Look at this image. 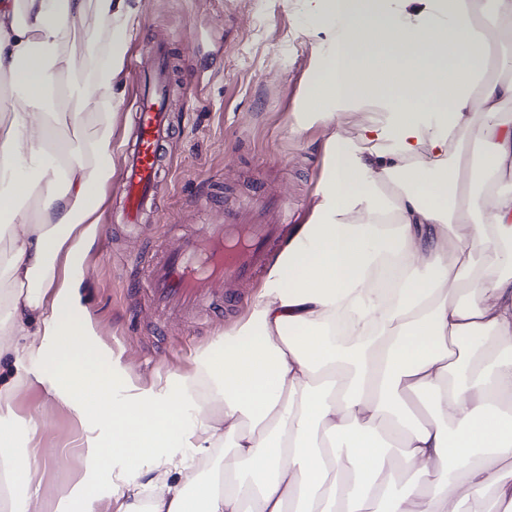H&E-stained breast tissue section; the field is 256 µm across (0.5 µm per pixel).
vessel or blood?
I'll list each match as a JSON object with an SVG mask.
<instances>
[{
	"label": "vessel or blood",
	"instance_id": "1",
	"mask_svg": "<svg viewBox=\"0 0 512 512\" xmlns=\"http://www.w3.org/2000/svg\"><path fill=\"white\" fill-rule=\"evenodd\" d=\"M158 64L139 77L135 100L136 137L125 162L124 223H138L159 184L160 147L169 135L168 83L163 49H155ZM272 224L232 218L208 225L201 234L180 237L174 250L151 264L148 293L164 313L201 316L224 297V284L241 281L262 265L276 239Z\"/></svg>",
	"mask_w": 512,
	"mask_h": 512
}]
</instances>
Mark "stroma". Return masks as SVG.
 Returning <instances> with one entry per match:
<instances>
[{
	"instance_id": "1",
	"label": "stroma",
	"mask_w": 512,
	"mask_h": 512,
	"mask_svg": "<svg viewBox=\"0 0 512 512\" xmlns=\"http://www.w3.org/2000/svg\"><path fill=\"white\" fill-rule=\"evenodd\" d=\"M129 54L163 45L177 88L168 100L170 139L161 149L166 178L131 234L101 218L102 235L84 270L90 318L105 353L119 357L130 382L151 386L191 373L194 360L249 311L261 283H231L222 313L203 320L161 316L135 281L148 258L175 248L179 235L224 221L226 209L257 192L288 203L295 223L314 204L329 128L289 129L317 33L301 29L296 0H141ZM41 416L42 447L64 448L78 424L64 405L35 388L17 400L16 425ZM84 480L102 501L117 496L109 470L85 472L67 457L41 476L44 512H57L69 479Z\"/></svg>"
}]
</instances>
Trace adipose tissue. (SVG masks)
<instances>
[{
    "instance_id": "obj_1",
    "label": "adipose tissue",
    "mask_w": 512,
    "mask_h": 512,
    "mask_svg": "<svg viewBox=\"0 0 512 512\" xmlns=\"http://www.w3.org/2000/svg\"><path fill=\"white\" fill-rule=\"evenodd\" d=\"M410 2L297 0L324 37L292 131L368 121L327 137L316 202L234 332L192 375L141 388L80 291L141 0H0L6 512H30L54 459L37 420L14 423L25 386L75 414L85 470L120 459L119 512H512V78L495 76L512 0Z\"/></svg>"
}]
</instances>
